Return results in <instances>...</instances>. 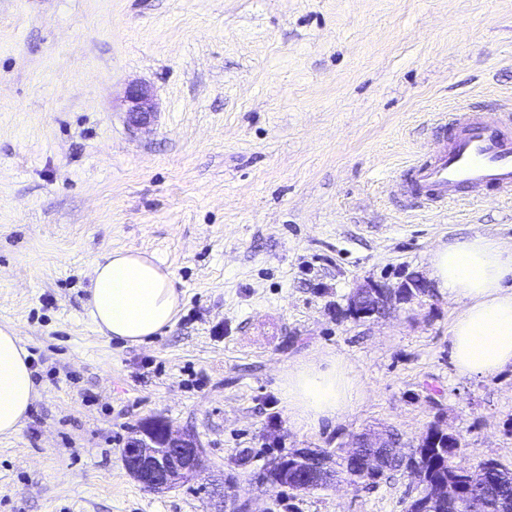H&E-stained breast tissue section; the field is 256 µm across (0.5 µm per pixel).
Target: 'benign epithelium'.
<instances>
[{
  "label": "benign epithelium",
  "mask_w": 512,
  "mask_h": 512,
  "mask_svg": "<svg viewBox=\"0 0 512 512\" xmlns=\"http://www.w3.org/2000/svg\"><path fill=\"white\" fill-rule=\"evenodd\" d=\"M125 102L130 121L138 126L150 123L156 103L149 85L133 82L129 85ZM430 292L426 278L415 275L406 278L397 287L374 280H367L354 289L348 298L345 315L355 320L383 319L397 304L409 303ZM364 440L372 448H398L400 439L389 438L387 433H361L351 447H358ZM204 450L196 437L180 433L165 421L149 419L136 428L125 465L128 472L145 489L162 492L187 480L202 465ZM427 506L434 510L448 502L455 503V490L451 486L428 488Z\"/></svg>",
  "instance_id": "benign-epithelium-1"
}]
</instances>
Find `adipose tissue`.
<instances>
[{"label":"adipose tissue","mask_w":512,"mask_h":512,"mask_svg":"<svg viewBox=\"0 0 512 512\" xmlns=\"http://www.w3.org/2000/svg\"><path fill=\"white\" fill-rule=\"evenodd\" d=\"M430 279L462 305L449 330L450 356L459 375L512 368V246L473 235L444 243L429 258ZM90 316L107 338L131 345L152 341L179 311L169 271L133 249L116 250L94 265ZM292 421L320 425L346 412L361 386L340 356L303 361L282 374ZM36 395L30 360L15 328L0 327V434L15 433Z\"/></svg>","instance_id":"1"}]
</instances>
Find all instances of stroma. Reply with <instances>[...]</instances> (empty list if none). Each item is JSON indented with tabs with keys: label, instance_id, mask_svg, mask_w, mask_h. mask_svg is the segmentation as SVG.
Masks as SVG:
<instances>
[{
	"label": "stroma",
	"instance_id": "obj_1",
	"mask_svg": "<svg viewBox=\"0 0 512 512\" xmlns=\"http://www.w3.org/2000/svg\"><path fill=\"white\" fill-rule=\"evenodd\" d=\"M149 82L135 130L129 83ZM512 105V0H0V326L37 388L0 436V512H406L412 477L295 494L266 481L298 449L389 427L459 434L469 464L512 468V368L463 377L440 291L378 321L345 316L364 280L428 272L440 244L512 245V200L415 209L390 191L438 113ZM133 248L170 270L174 324L102 336L96 260ZM343 356L362 386L296 427L281 388ZM198 438L202 471L162 492L127 471L144 420ZM125 102L130 121L146 127L156 112V103L150 86L145 82L131 83L126 91Z\"/></svg>",
	"mask_w": 512,
	"mask_h": 512
}]
</instances>
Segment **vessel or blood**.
<instances>
[{"instance_id": "1", "label": "vessel or blood", "mask_w": 512, "mask_h": 512, "mask_svg": "<svg viewBox=\"0 0 512 512\" xmlns=\"http://www.w3.org/2000/svg\"><path fill=\"white\" fill-rule=\"evenodd\" d=\"M434 134L450 144L405 166L401 188L420 206L438 207L482 189L512 195V138L481 113L457 110L438 117Z\"/></svg>"}]
</instances>
